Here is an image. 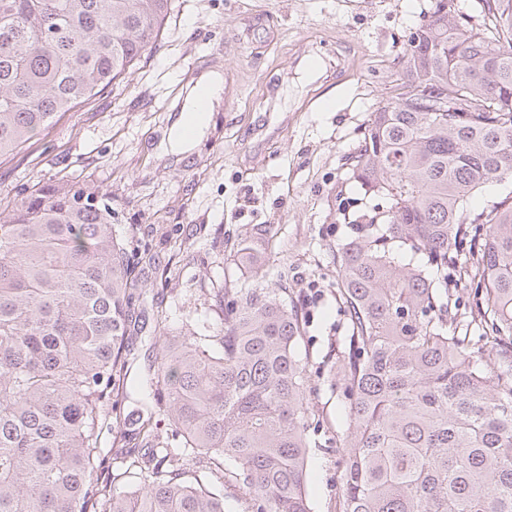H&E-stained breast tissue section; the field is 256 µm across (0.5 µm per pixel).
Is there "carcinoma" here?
<instances>
[{"label": "carcinoma", "instance_id": "cac0c4a2", "mask_svg": "<svg viewBox=\"0 0 512 512\" xmlns=\"http://www.w3.org/2000/svg\"><path fill=\"white\" fill-rule=\"evenodd\" d=\"M475 5L436 0L348 157L384 205L336 248L351 332L336 352L350 419L339 512H512V191L471 209L485 184L512 181V0ZM168 6L0 0V160L120 83ZM112 219L107 196L71 183L0 210V512H224L227 475L251 512H311L320 411L282 287L226 289L217 334L173 337L150 389L182 451L146 448L103 474V406L141 388L127 343L138 251ZM257 243L233 254L245 281ZM450 268L476 285L461 318Z\"/></svg>", "mask_w": 512, "mask_h": 512}]
</instances>
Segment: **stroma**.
Returning <instances> with one entry per match:
<instances>
[{
  "instance_id": "obj_1",
  "label": "stroma",
  "mask_w": 512,
  "mask_h": 512,
  "mask_svg": "<svg viewBox=\"0 0 512 512\" xmlns=\"http://www.w3.org/2000/svg\"><path fill=\"white\" fill-rule=\"evenodd\" d=\"M431 0H171L152 50L118 85L69 113L26 157L0 164V201L68 176L112 200L145 256L136 271L130 375L170 337L219 324L217 294L235 280L229 259L242 237L267 234L255 280L288 292L307 317L298 346L312 373L311 402L327 421L321 438L346 430L347 400L329 354L347 334L336 302V246L376 203L352 178L354 152L371 112L391 95L396 63ZM224 80L197 140L170 141L200 75ZM155 434L172 426L156 399L109 400L100 454L108 469L143 448L136 414ZM126 416L116 426V415ZM338 448L309 460L312 512H336Z\"/></svg>"
}]
</instances>
